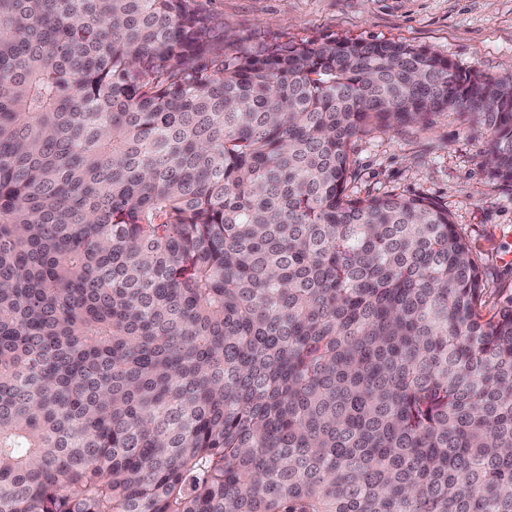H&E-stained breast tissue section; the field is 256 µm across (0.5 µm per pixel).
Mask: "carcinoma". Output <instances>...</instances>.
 I'll return each instance as SVG.
<instances>
[{
    "label": "carcinoma",
    "instance_id": "1",
    "mask_svg": "<svg viewBox=\"0 0 512 512\" xmlns=\"http://www.w3.org/2000/svg\"><path fill=\"white\" fill-rule=\"evenodd\" d=\"M512 83L216 48L194 0H0V512H512V297L355 142Z\"/></svg>",
    "mask_w": 512,
    "mask_h": 512
}]
</instances>
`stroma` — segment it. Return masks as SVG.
Returning a JSON list of instances; mask_svg holds the SVG:
<instances>
[{
    "mask_svg": "<svg viewBox=\"0 0 512 512\" xmlns=\"http://www.w3.org/2000/svg\"><path fill=\"white\" fill-rule=\"evenodd\" d=\"M214 41L281 44L327 38L405 42L512 82V0H197ZM487 126L454 111L423 126L358 139L349 193L421 196L447 208L486 273L484 315L512 293V181L482 152Z\"/></svg>",
    "mask_w": 512,
    "mask_h": 512,
    "instance_id": "obj_1",
    "label": "stroma"
}]
</instances>
